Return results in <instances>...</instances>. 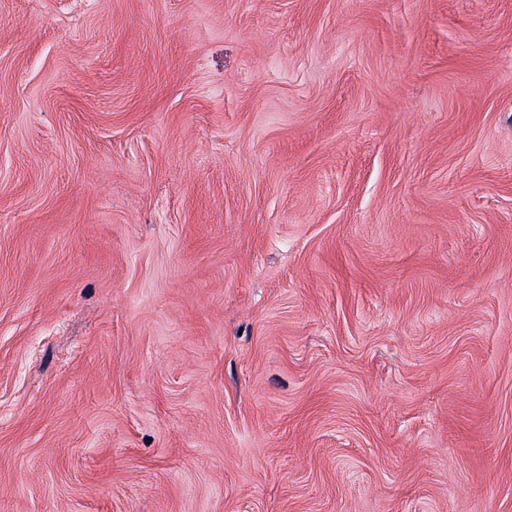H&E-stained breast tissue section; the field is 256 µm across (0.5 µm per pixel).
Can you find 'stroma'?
Segmentation results:
<instances>
[{"label":"stroma","instance_id":"obj_1","mask_svg":"<svg viewBox=\"0 0 512 512\" xmlns=\"http://www.w3.org/2000/svg\"><path fill=\"white\" fill-rule=\"evenodd\" d=\"M0 512H512V0H0Z\"/></svg>","mask_w":512,"mask_h":512}]
</instances>
